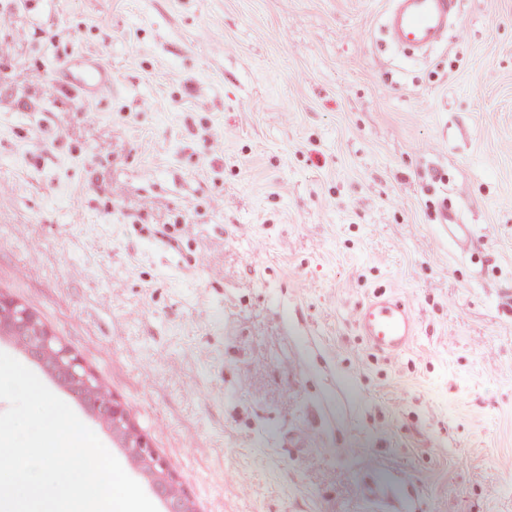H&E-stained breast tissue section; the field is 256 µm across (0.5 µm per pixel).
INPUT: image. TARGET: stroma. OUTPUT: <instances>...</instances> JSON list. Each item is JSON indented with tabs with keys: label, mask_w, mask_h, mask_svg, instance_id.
I'll use <instances>...</instances> for the list:
<instances>
[{
	"label": "stroma",
	"mask_w": 512,
	"mask_h": 512,
	"mask_svg": "<svg viewBox=\"0 0 512 512\" xmlns=\"http://www.w3.org/2000/svg\"><path fill=\"white\" fill-rule=\"evenodd\" d=\"M389 6L0 0V295L196 512H512V0H459L417 58ZM76 56L112 78L85 103L46 90ZM380 292L404 352L353 324ZM353 323L368 345L383 354L404 351L418 332L411 306L393 294L379 293L358 304Z\"/></svg>",
	"instance_id": "stroma-1"
}]
</instances>
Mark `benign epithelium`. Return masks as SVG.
Wrapping results in <instances>:
<instances>
[{"instance_id":"7a95c632","label":"benign epithelium","mask_w":512,"mask_h":512,"mask_svg":"<svg viewBox=\"0 0 512 512\" xmlns=\"http://www.w3.org/2000/svg\"><path fill=\"white\" fill-rule=\"evenodd\" d=\"M0 331L12 335L23 344L34 357L56 372L68 387L85 396L98 387L97 380L84 368L80 360L68 349L57 345L33 313L1 295ZM89 402L110 422L113 435L124 440L128 453L149 473L158 492L170 497L171 503L177 505L172 512H193L188 497L179 489L163 463L148 448L123 405L110 397L102 400L92 396Z\"/></svg>"}]
</instances>
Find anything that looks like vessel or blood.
Masks as SVG:
<instances>
[{"label": "vessel or blood", "mask_w": 512, "mask_h": 512, "mask_svg": "<svg viewBox=\"0 0 512 512\" xmlns=\"http://www.w3.org/2000/svg\"><path fill=\"white\" fill-rule=\"evenodd\" d=\"M457 18L458 0H392L384 27L396 46L424 52L445 39L449 23ZM109 83L98 64L80 66L73 61L59 80L62 88L85 101L96 97ZM353 323L368 345L383 354L404 351L418 332L411 306L393 294L381 293L358 304Z\"/></svg>", "instance_id": "b4317fda"}]
</instances>
